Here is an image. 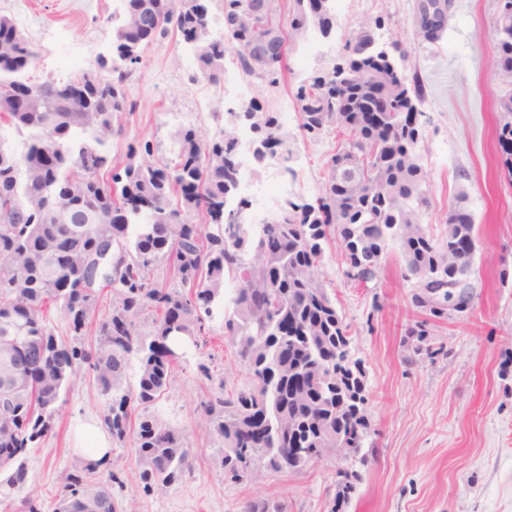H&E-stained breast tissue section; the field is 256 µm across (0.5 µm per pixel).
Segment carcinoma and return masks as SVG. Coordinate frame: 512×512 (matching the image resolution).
Returning <instances> with one entry per match:
<instances>
[{
    "mask_svg": "<svg viewBox=\"0 0 512 512\" xmlns=\"http://www.w3.org/2000/svg\"><path fill=\"white\" fill-rule=\"evenodd\" d=\"M252 2L267 16L293 15L287 50L304 40L312 0ZM220 3L224 39L195 55L198 70L216 81L230 52L268 93L287 86L288 58L257 65L269 47L235 22L242 0ZM124 12L136 17V28L116 31L112 63H98L108 77L82 74L83 99L69 100L66 85L51 80L30 83L34 95L22 111L0 99V129L26 144L20 153L0 138V325L17 329L27 360L15 415L0 420V452L13 458L0 470L6 499L27 485V454L51 434L63 393L87 376L104 399L102 423L112 441L135 448L143 490L182 482L193 448L184 429L159 418L157 405L188 362V348L209 347L212 308L224 299L227 280L238 292L222 328L251 384L228 391L224 378L199 363L206 392L195 404L198 419L224 447L225 475L250 483L269 473H303L320 449L333 451L339 442L345 455H354L369 428L366 380L351 355L349 324L320 279L326 248L343 243L344 276L357 283L376 278L392 243L420 282L439 268L463 277L472 266L476 234L465 195L439 239L419 223L429 203L421 127H402L390 138L370 122L377 112L394 124L410 102L424 100V91L376 48L369 23L350 30L343 66L316 69L292 90L296 101L308 103L299 113L300 135L338 138L314 199L295 195L279 205L277 220L254 227L244 220L246 202L227 203L235 189L234 129L208 139L178 123L170 131L174 158L164 162L149 140H128L119 159L104 151L123 131L114 114L136 110L127 84L142 60L129 44L138 38L145 49L172 30L203 32L209 17L207 0H124ZM495 24L504 31L496 42L497 112L511 179L512 12L497 13ZM247 115L256 157L276 156L296 175V136L256 101ZM60 209L70 211L65 222L55 219ZM103 241L112 243V267L92 296L86 270ZM162 266L167 283L157 277ZM106 288L110 312L97 321ZM118 482L109 460L79 458L60 476L55 512H120L112 493ZM241 512H288V504L248 500Z\"/></svg>",
    "mask_w": 512,
    "mask_h": 512,
    "instance_id": "carcinoma-1",
    "label": "carcinoma"
}]
</instances>
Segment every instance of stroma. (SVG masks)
I'll return each instance as SVG.
<instances>
[{
  "mask_svg": "<svg viewBox=\"0 0 512 512\" xmlns=\"http://www.w3.org/2000/svg\"><path fill=\"white\" fill-rule=\"evenodd\" d=\"M414 0H348L332 33L343 41L359 21L373 22L376 42L401 46L398 64L425 90L420 143L430 205L421 222L440 237L446 213L459 194L476 228V250L466 310L418 338L409 330L420 316L411 303L417 287L397 245H389L378 278L367 286L348 283L340 243L325 252L322 278L351 327L352 352L366 378L368 437L357 456L327 457L302 474H270L255 483L224 477L221 451L194 413L202 385L194 366L177 374L163 400L171 423L182 426L195 447L193 474L164 492L145 493L137 480L133 448L111 444L109 455L122 469L114 486L123 512H240L249 499L284 501L289 512H331L340 471L355 473L341 512H512V179L501 166L497 141L500 92L493 24L497 0H452L444 37L436 43L412 39ZM46 34L33 40L37 53L29 75L55 79L63 49L98 57L111 42L116 0H26ZM186 51L171 35L147 47L129 82L137 104L125 117V138H113L111 156L126 138L157 144L171 158L170 113H193L206 136L224 126L201 79L188 89ZM335 137L298 143L297 194L316 193ZM436 355H429V348ZM212 368L227 389L242 387L249 374L234 347L214 325L208 349ZM103 399L89 380L62 398L53 433L27 456L28 487L54 512L61 472L85 446V424L101 426Z\"/></svg>",
  "mask_w": 512,
  "mask_h": 512,
  "instance_id": "1",
  "label": "stroma"
}]
</instances>
